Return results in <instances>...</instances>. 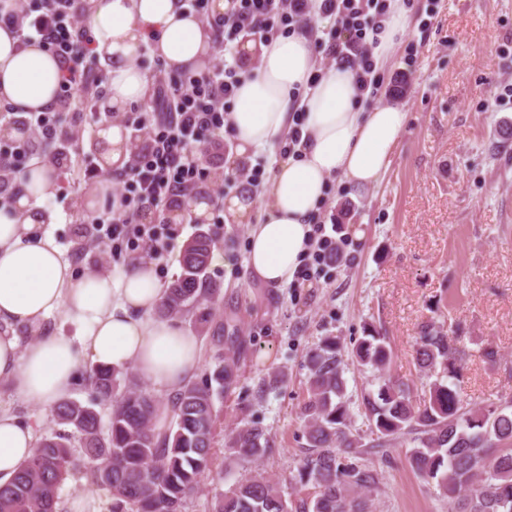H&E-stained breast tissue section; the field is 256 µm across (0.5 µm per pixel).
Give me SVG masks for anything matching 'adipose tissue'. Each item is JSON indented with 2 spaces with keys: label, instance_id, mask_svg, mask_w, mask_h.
I'll use <instances>...</instances> for the list:
<instances>
[{
  "label": "adipose tissue",
  "instance_id": "ef3b65f1",
  "mask_svg": "<svg viewBox=\"0 0 512 512\" xmlns=\"http://www.w3.org/2000/svg\"><path fill=\"white\" fill-rule=\"evenodd\" d=\"M389 17L373 49L374 66L390 65L410 26L402 0H388ZM85 26L95 54L111 61L110 94L102 110H120L147 99L148 77L135 62L140 47L152 43L168 69L200 70L210 52L212 33L188 12L182 0H87ZM246 57L260 61L236 91L227 128L240 154L265 151L288 131V113H306L300 158L275 170L261 197L224 201L227 220L249 222L247 266L268 285L291 281L310 251L309 220L324 198L326 184L339 178L361 192L387 172L408 115L398 105L363 109L353 72L343 66L324 71L315 84L307 79L315 65L307 33L244 45ZM62 80L57 59L38 42L22 44L0 27V104L13 112H42L54 106ZM53 168L32 162L19 173L8 198H0V380L24 398L49 407L67 399L85 359L123 368L156 389L177 392L199 367L200 346L178 323L157 309L167 288L147 259L127 265L119 277L64 259L47 232L55 216L43 206ZM64 312L82 328L79 340L50 330L52 314ZM32 341L19 346L15 329ZM36 446L35 428L0 410V483L8 481Z\"/></svg>",
  "mask_w": 512,
  "mask_h": 512
}]
</instances>
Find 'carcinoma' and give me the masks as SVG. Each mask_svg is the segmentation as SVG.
I'll list each match as a JSON object with an SVG mask.
<instances>
[{
  "label": "carcinoma",
  "mask_w": 512,
  "mask_h": 512,
  "mask_svg": "<svg viewBox=\"0 0 512 512\" xmlns=\"http://www.w3.org/2000/svg\"><path fill=\"white\" fill-rule=\"evenodd\" d=\"M215 238L197 232L180 254V274L157 313L162 318L200 313L223 317L221 288L208 275ZM358 367L384 372L392 350L372 324L346 350L326 336L307 357L309 387L303 405L307 448L285 496L280 482L243 475L215 496L212 512H371L380 474L368 456L396 441L411 445L409 467L448 499L450 512H512V400L469 403L457 380L467 352L460 336L429 323L415 348L417 387L390 377L362 396L369 445L352 433L344 356ZM218 362L201 379L190 377L168 402L145 390L133 373L92 366L84 381L87 403L65 399L53 409L59 426L38 440L34 455L0 484V512H57V490L76 466L90 482L112 492V512H184L188 496L213 465L214 400L234 383V365ZM109 410L103 422L101 409ZM229 458L250 462L272 449L266 430L244 422L228 436Z\"/></svg>",
  "instance_id": "obj_1"
}]
</instances>
